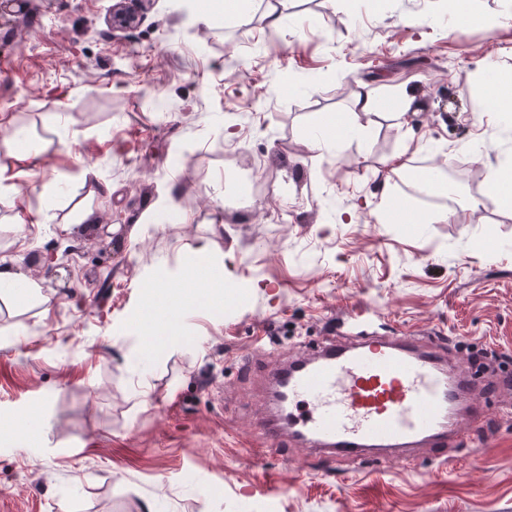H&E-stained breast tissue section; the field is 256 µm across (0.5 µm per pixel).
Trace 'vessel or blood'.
<instances>
[{
    "instance_id": "b4317fda",
    "label": "vessel or blood",
    "mask_w": 512,
    "mask_h": 512,
    "mask_svg": "<svg viewBox=\"0 0 512 512\" xmlns=\"http://www.w3.org/2000/svg\"><path fill=\"white\" fill-rule=\"evenodd\" d=\"M301 361L277 412L258 420L268 453L293 440L361 465L412 461L425 448L447 459L450 411L479 379L456 371L443 341L404 332L329 338Z\"/></svg>"
}]
</instances>
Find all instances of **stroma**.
<instances>
[{"mask_svg": "<svg viewBox=\"0 0 512 512\" xmlns=\"http://www.w3.org/2000/svg\"><path fill=\"white\" fill-rule=\"evenodd\" d=\"M111 5L0 8V152L14 128L46 147L0 196V243L20 275L47 278L55 247L73 269L0 300V422L31 417L0 432V512H512V389L480 392L482 428L460 422L444 465L251 454L272 370L354 307L381 332L444 331L464 369L512 357V215L467 207L512 123L487 128L488 159L462 149L512 58V0H280L276 28L268 0L205 22L152 0L121 32ZM360 84L379 109L355 111ZM344 112L361 135L331 125ZM420 141L409 172L451 194L391 175ZM385 177L406 221L378 208ZM200 236L230 253L234 297L183 315V345L144 341V272Z\"/></svg>", "mask_w": 512, "mask_h": 512, "instance_id": "stroma-1", "label": "stroma"}]
</instances>
